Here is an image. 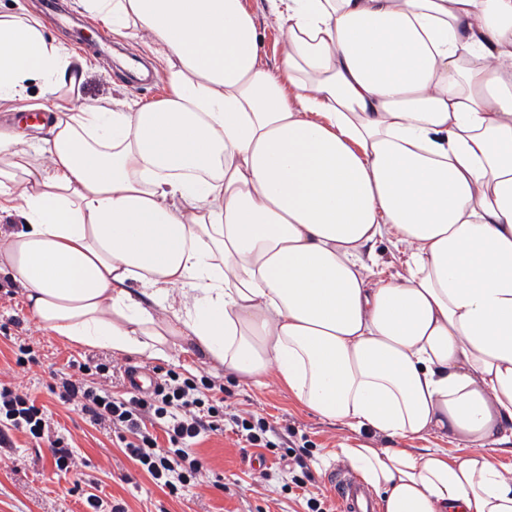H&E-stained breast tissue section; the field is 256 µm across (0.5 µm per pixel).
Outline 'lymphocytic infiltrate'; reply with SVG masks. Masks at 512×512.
I'll list each match as a JSON object with an SVG mask.
<instances>
[{"mask_svg":"<svg viewBox=\"0 0 512 512\" xmlns=\"http://www.w3.org/2000/svg\"><path fill=\"white\" fill-rule=\"evenodd\" d=\"M113 365L99 362L84 367L82 377L61 376L58 397L81 406L100 429L130 434L125 448L152 481L173 495L194 486L203 466L190 447L205 433L231 430L250 447L269 448L278 428L265 418L248 419L227 410L223 399L212 397V379L170 376L148 395L112 393L108 386ZM27 431L48 441L59 471L76 467L73 452L52 431L49 415L28 394L0 384V444L8 442L7 428Z\"/></svg>","mask_w":512,"mask_h":512,"instance_id":"obj_1","label":"lymphocytic infiltrate"}]
</instances>
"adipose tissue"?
Returning <instances> with one entry per match:
<instances>
[{
    "label": "adipose tissue",
    "mask_w": 512,
    "mask_h": 512,
    "mask_svg": "<svg viewBox=\"0 0 512 512\" xmlns=\"http://www.w3.org/2000/svg\"><path fill=\"white\" fill-rule=\"evenodd\" d=\"M148 35L167 92L0 130V261L30 318L158 359L189 344L355 430L382 512H512V0H76ZM0 12V104L89 61ZM282 33L276 67L261 22ZM390 239L404 271L384 277Z\"/></svg>",
    "instance_id": "ef3b65f1"
}]
</instances>
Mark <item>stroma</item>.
<instances>
[{
  "instance_id": "stroma-1",
  "label": "stroma",
  "mask_w": 512,
  "mask_h": 512,
  "mask_svg": "<svg viewBox=\"0 0 512 512\" xmlns=\"http://www.w3.org/2000/svg\"><path fill=\"white\" fill-rule=\"evenodd\" d=\"M28 3V21L46 37L87 56L91 66L81 82L64 90L58 100L43 97L39 85L31 84L26 100L10 110L0 107L1 129H20V115L31 108L49 114L59 104L76 111L104 102L134 106L166 94L164 65L157 59L148 36L119 39L103 26L98 39L83 41L76 29L87 16L78 10L75 0H58V13L48 16L41 13L42 0ZM19 343L30 345L35 356L34 364L25 369L15 364L13 350ZM101 357L112 358L122 368L147 367L161 376L174 372L183 377H211L223 384L225 401L232 409L257 414L278 427L306 435L311 443L315 485L325 497L328 512H341L339 501L327 484L329 470L344 465L336 457L337 442L372 448L403 445L399 439L368 430L356 432L328 422L299 405L275 377H267L260 384L242 380L194 350H174L167 358L151 359L115 354L104 347L80 346L50 335L30 319L21 284L0 272V382L47 405L59 430L84 463L81 472H57L48 446H35L27 434L11 431L12 447H0V512H87L81 495L73 490L81 473L100 479L106 492L125 501L128 512H309L305 496L291 487L288 473H278L270 481L259 476L261 465L278 462L281 449L265 451L264 462H257L246 457L236 435L228 431L208 435L195 445L205 472L192 492L175 498L156 487L123 453L114 433L95 428L88 416L61 403L51 392L57 374L68 371L70 360Z\"/></svg>"
}]
</instances>
